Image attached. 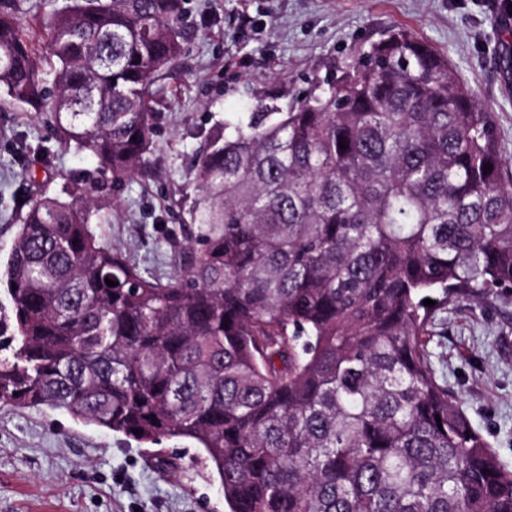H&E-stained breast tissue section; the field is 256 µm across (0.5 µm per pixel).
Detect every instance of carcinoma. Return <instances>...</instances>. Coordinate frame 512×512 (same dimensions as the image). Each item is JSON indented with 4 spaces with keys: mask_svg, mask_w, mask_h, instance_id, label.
Returning <instances> with one entry per match:
<instances>
[{
    "mask_svg": "<svg viewBox=\"0 0 512 512\" xmlns=\"http://www.w3.org/2000/svg\"><path fill=\"white\" fill-rule=\"evenodd\" d=\"M184 15L73 0L46 19L47 72L6 3L0 100L51 113L99 175L144 174ZM505 169L494 113L403 28L287 109L210 127L166 282L100 241L97 182L41 193L0 269V404L191 440L230 512H512L429 351L437 310L512 288Z\"/></svg>",
    "mask_w": 512,
    "mask_h": 512,
    "instance_id": "obj_1",
    "label": "carcinoma"
}]
</instances>
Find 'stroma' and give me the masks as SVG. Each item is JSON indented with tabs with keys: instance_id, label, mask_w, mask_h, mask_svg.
<instances>
[{
	"instance_id": "1",
	"label": "stroma",
	"mask_w": 512,
	"mask_h": 512,
	"mask_svg": "<svg viewBox=\"0 0 512 512\" xmlns=\"http://www.w3.org/2000/svg\"><path fill=\"white\" fill-rule=\"evenodd\" d=\"M499 0H188L184 50L162 77L149 176L99 181L110 216L97 235L160 279L177 262L166 241L179 202L195 195L193 163L209 128L247 116L254 95L292 105L391 28L403 26L447 56L461 82L496 116L512 158V86L495 63L512 47ZM95 169L59 147L49 114L0 103V261L17 229L20 197L65 195ZM430 344L439 378L512 469V292L449 306ZM178 457L158 471L153 454ZM0 512H228L219 480L189 441L143 446L58 410L0 406Z\"/></svg>"
}]
</instances>
